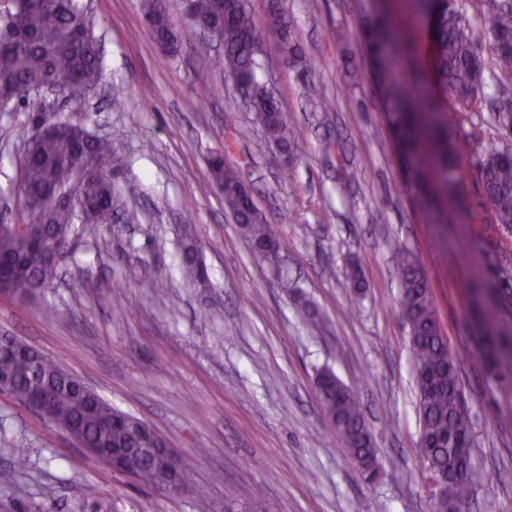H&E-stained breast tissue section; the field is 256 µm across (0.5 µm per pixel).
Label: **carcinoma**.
<instances>
[{
  "label": "carcinoma",
  "mask_w": 512,
  "mask_h": 512,
  "mask_svg": "<svg viewBox=\"0 0 512 512\" xmlns=\"http://www.w3.org/2000/svg\"><path fill=\"white\" fill-rule=\"evenodd\" d=\"M145 20L154 41L169 53L179 50V39L166 9V0H145ZM189 21H209L217 28L224 51L215 64L235 82L268 142L292 154L293 127L282 112L275 93L259 79L258 57L264 33L274 35L284 53L296 56L285 2L272 0L265 25L248 10L246 0H188ZM434 20L436 48L434 75H429L412 56L407 30L412 20ZM81 0H9L0 8V110L12 112L24 103L30 111L41 108L33 93L60 88L74 94L103 79L97 44L83 42L79 31L86 25ZM487 25L492 36L489 52L500 70L512 73V9L492 13ZM374 51L375 82L390 114V126L400 144L408 181L422 190V197L437 224L448 223V213L460 208V167L449 141L458 116L448 111L440 96L455 99L462 108L475 106L483 93L488 69L470 27L454 0H403L396 7L383 0L366 26ZM49 128L31 126L21 139L23 183L20 221L37 230L30 236L0 226V283L18 299L30 298L51 282L45 273L43 245L56 244L70 235L76 209L96 213L97 223H112L121 198L112 184L111 171L119 166L112 145L92 134L86 125L67 116L53 117ZM233 147L224 143V153L210 159L212 182L224 186V207L239 224L258 256L277 236L263 223L252 193L242 183L238 170L224 154ZM485 194L496 223L512 227V157L509 148L490 145L480 164ZM184 277L198 285L205 278L197 246L188 238L182 243ZM400 305L409 327L413 373L420 421L422 473L456 474L448 497L433 506V512H460L471 497L470 473L462 470L471 457L470 419L461 405L459 357L448 351L428 288L426 275L414 253L400 247L396 255ZM473 302L482 307L504 292L474 284ZM489 370L512 374V333L497 321L480 325ZM0 352V376L9 381L8 391L27 392L36 383L56 386L54 420L79 431L90 448H147L136 424L114 426L112 407L104 400L91 407L92 398L77 384L57 377L60 366L24 353L19 337ZM316 385L322 404L333 420L340 439L358 461L361 473L378 472L379 449L366 423L354 391L331 370L318 373ZM130 467L142 473V482L152 483L151 461L143 454L129 456Z\"/></svg>",
  "instance_id": "cac0c4a2"
}]
</instances>
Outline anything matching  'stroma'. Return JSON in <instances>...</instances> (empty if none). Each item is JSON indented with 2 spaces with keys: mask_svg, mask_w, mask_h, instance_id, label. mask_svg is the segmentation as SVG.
<instances>
[{
  "mask_svg": "<svg viewBox=\"0 0 512 512\" xmlns=\"http://www.w3.org/2000/svg\"><path fill=\"white\" fill-rule=\"evenodd\" d=\"M94 21L104 78L69 104L111 141L123 166L112 180L126 207L110 227L77 225L48 288L20 301L0 293V336L24 339L81 378L112 407L146 422L191 469L171 492L90 463L61 429L0 392V512H430L420 474V425L409 328L394 249L422 266L460 378L473 436V494L463 512H512V384L486 372L472 337L470 285L512 273V230L495 224L479 178L489 145H511L485 99L458 113L453 141L465 216L430 223L401 167L374 83L362 28L373 0H286L292 33L335 102L314 108L267 38L262 80L295 127L300 155L284 164L231 81L200 50L185 0H166L177 54L153 40L142 0H83ZM341 29L343 40L332 39ZM198 106L189 110L186 99ZM21 107L0 112V212L18 221ZM234 139L226 160L254 186L266 224L298 290L281 288L209 185L207 158ZM208 193H200V185ZM192 237L209 285L191 288L179 245ZM358 272L365 290L351 288ZM307 301L314 319L304 318ZM328 368L353 388L381 450L382 478L366 482L338 439L315 386ZM24 438L28 465L8 453ZM98 487L97 496L85 494ZM251 498L241 499L242 487Z\"/></svg>",
  "mask_w": 512,
  "mask_h": 512,
  "instance_id": "obj_1",
  "label": "stroma"
}]
</instances>
